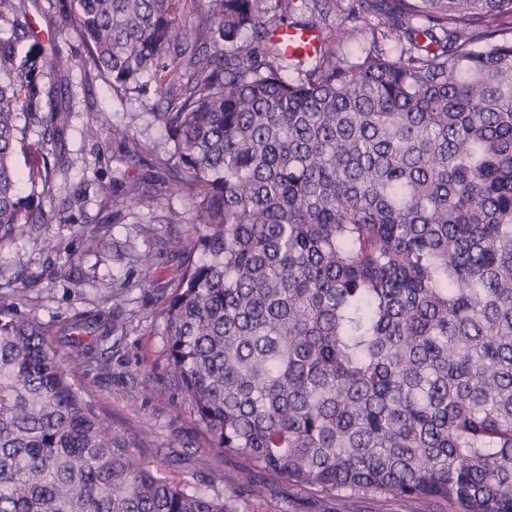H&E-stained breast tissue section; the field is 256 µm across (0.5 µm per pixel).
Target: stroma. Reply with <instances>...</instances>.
<instances>
[{
    "instance_id": "obj_1",
    "label": "stroma",
    "mask_w": 512,
    "mask_h": 512,
    "mask_svg": "<svg viewBox=\"0 0 512 512\" xmlns=\"http://www.w3.org/2000/svg\"><path fill=\"white\" fill-rule=\"evenodd\" d=\"M65 0H37L32 8L33 40L45 55L70 57L67 77L46 71L42 86L55 85L71 95L72 110L61 141L62 157L55 167L49 207L53 219L31 225L27 233L0 244V304L34 319L49 331L47 342L58 357L68 351L59 325L75 314L119 305L122 327L103 342L104 360L70 365L76 388L111 422L152 466L164 476L188 483L212 497L235 503L238 512H328L321 498L288 488L267 474L244 473L240 463L210 447L196 429L183 391L167 368L163 310L180 273V259L169 250L176 238L191 237L198 222L190 200L164 194L169 170L157 168L166 134L149 125L140 103H127L102 79L85 80V48L66 29ZM268 18L279 24H306L322 33L351 24L352 38L340 51L354 54L379 45L389 50L376 18L347 21L333 8L324 16L297 10L282 12L279 0H263ZM125 127L146 146L141 158L122 156L108 133L91 139L87 128L100 119ZM157 195L153 211L122 208L119 198L130 182ZM92 236L108 246L89 249ZM264 488L253 496L251 486ZM345 512H449L432 502L381 500L359 494L347 500Z\"/></svg>"
}]
</instances>
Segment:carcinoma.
<instances>
[{
    "label": "carcinoma",
    "instance_id": "cac0c4a2",
    "mask_svg": "<svg viewBox=\"0 0 512 512\" xmlns=\"http://www.w3.org/2000/svg\"><path fill=\"white\" fill-rule=\"evenodd\" d=\"M29 0H0V242L45 222L55 133ZM69 0L86 80L165 128L199 227L164 309L170 371L210 447L336 502L512 512V0H360L402 42L310 64L262 0ZM296 66L291 79L288 70ZM125 156L143 144L118 126ZM31 191L18 192L14 158ZM125 204L156 198L126 186ZM67 325L70 356L114 329ZM37 321L0 309V512H236L152 468L75 388ZM340 508L349 512H452L448 509V505L440 508L433 502L410 503L396 497L380 500L369 493L356 495Z\"/></svg>",
    "mask_w": 512,
    "mask_h": 512
}]
</instances>
